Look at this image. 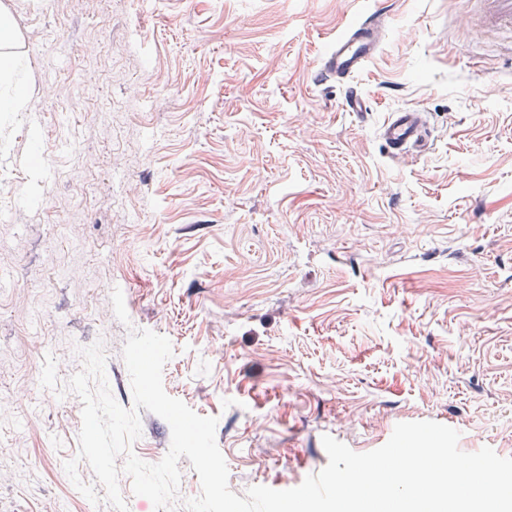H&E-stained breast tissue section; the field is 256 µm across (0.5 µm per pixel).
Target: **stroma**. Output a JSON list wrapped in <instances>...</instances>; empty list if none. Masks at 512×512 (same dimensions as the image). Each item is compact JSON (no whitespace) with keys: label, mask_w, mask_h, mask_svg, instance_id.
I'll list each match as a JSON object with an SVG mask.
<instances>
[{"label":"stroma","mask_w":512,"mask_h":512,"mask_svg":"<svg viewBox=\"0 0 512 512\" xmlns=\"http://www.w3.org/2000/svg\"><path fill=\"white\" fill-rule=\"evenodd\" d=\"M0 4L26 90L0 116V512H113L62 477L68 383L102 341L132 407L133 329L171 341L164 389L217 417L237 495L321 471L323 436L365 453L401 422L512 458L511 31L480 29L476 0ZM377 7L359 118L317 70ZM405 107L435 133L397 160L379 130ZM140 419L132 450L159 462L170 427Z\"/></svg>","instance_id":"stroma-1"}]
</instances>
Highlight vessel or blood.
<instances>
[{
  "mask_svg": "<svg viewBox=\"0 0 512 512\" xmlns=\"http://www.w3.org/2000/svg\"><path fill=\"white\" fill-rule=\"evenodd\" d=\"M482 2L483 22L487 27L512 30V0ZM387 24V14L378 11L347 33L337 36L320 62L321 78L342 83L362 70L376 55L381 32ZM380 137L391 156H420L431 146L432 130L424 111L408 107L389 113Z\"/></svg>",
  "mask_w": 512,
  "mask_h": 512,
  "instance_id": "obj_1",
  "label": "vessel or blood"
}]
</instances>
